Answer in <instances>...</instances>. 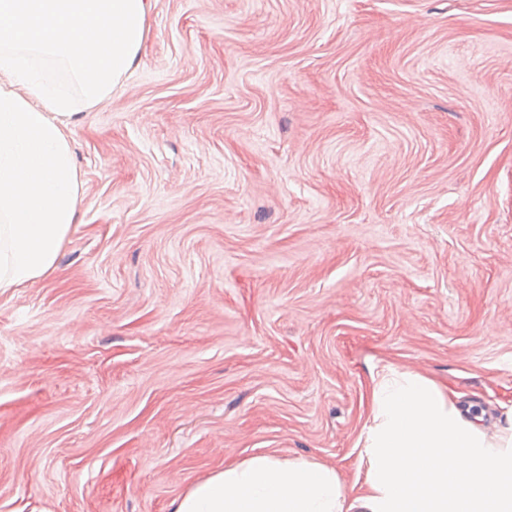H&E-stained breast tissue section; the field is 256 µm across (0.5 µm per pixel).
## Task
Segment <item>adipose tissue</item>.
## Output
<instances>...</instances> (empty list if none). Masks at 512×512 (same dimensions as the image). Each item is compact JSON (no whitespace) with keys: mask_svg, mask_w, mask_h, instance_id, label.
Wrapping results in <instances>:
<instances>
[{"mask_svg":"<svg viewBox=\"0 0 512 512\" xmlns=\"http://www.w3.org/2000/svg\"><path fill=\"white\" fill-rule=\"evenodd\" d=\"M149 18L150 0H0V289L50 272L79 221L74 101L45 66L93 107L139 60ZM370 378L355 495L331 466L258 456L192 486L175 512H512V413L490 435L422 374L385 363Z\"/></svg>","mask_w":512,"mask_h":512,"instance_id":"obj_1","label":"adipose tissue"}]
</instances>
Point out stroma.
<instances>
[{
    "label": "stroma",
    "instance_id": "1",
    "mask_svg": "<svg viewBox=\"0 0 512 512\" xmlns=\"http://www.w3.org/2000/svg\"><path fill=\"white\" fill-rule=\"evenodd\" d=\"M75 110L83 222L0 292V512L351 488L383 361L512 409V0H152Z\"/></svg>",
    "mask_w": 512,
    "mask_h": 512
}]
</instances>
